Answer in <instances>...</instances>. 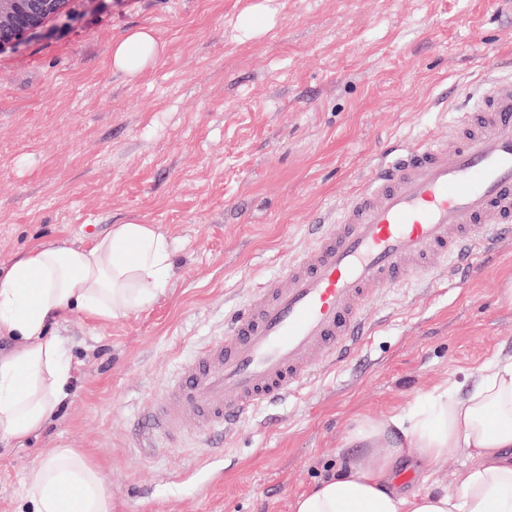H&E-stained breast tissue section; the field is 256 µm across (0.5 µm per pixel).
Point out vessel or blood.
<instances>
[{"mask_svg": "<svg viewBox=\"0 0 512 512\" xmlns=\"http://www.w3.org/2000/svg\"><path fill=\"white\" fill-rule=\"evenodd\" d=\"M488 78L444 141L390 150L307 252L234 308L217 337L148 403L157 438L178 443L187 413L200 434H228L347 358L367 333L365 303L476 245L512 237V77Z\"/></svg>", "mask_w": 512, "mask_h": 512, "instance_id": "obj_1", "label": "vessel or blood"}]
</instances>
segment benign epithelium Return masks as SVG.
I'll use <instances>...</instances> for the list:
<instances>
[{
  "instance_id": "benign-epithelium-1",
  "label": "benign epithelium",
  "mask_w": 512,
  "mask_h": 512,
  "mask_svg": "<svg viewBox=\"0 0 512 512\" xmlns=\"http://www.w3.org/2000/svg\"><path fill=\"white\" fill-rule=\"evenodd\" d=\"M71 0H0V50L68 9Z\"/></svg>"
}]
</instances>
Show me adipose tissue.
Listing matches in <instances>:
<instances>
[{
  "mask_svg": "<svg viewBox=\"0 0 512 512\" xmlns=\"http://www.w3.org/2000/svg\"><path fill=\"white\" fill-rule=\"evenodd\" d=\"M165 51L153 30L134 28L112 43L109 61L132 83ZM172 254L164 234L130 221L86 246L39 244L10 266L0 278V335L17 347L0 359L1 435L39 433L62 401L70 366L47 334L50 320L75 310L113 320L143 309L163 293ZM349 442L364 455L303 493L295 512H512V356L467 392L438 385L409 411L359 420ZM406 448L425 467L460 450L469 465L458 489L397 492L390 476ZM28 496L33 512H112L110 487L68 448L33 468Z\"/></svg>",
  "mask_w": 512,
  "mask_h": 512,
  "instance_id": "ef3b65f1",
  "label": "adipose tissue"
}]
</instances>
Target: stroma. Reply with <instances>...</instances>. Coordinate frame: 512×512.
<instances>
[{"instance_id": "1", "label": "stroma", "mask_w": 512, "mask_h": 512, "mask_svg": "<svg viewBox=\"0 0 512 512\" xmlns=\"http://www.w3.org/2000/svg\"><path fill=\"white\" fill-rule=\"evenodd\" d=\"M64 37L36 29L0 51V270L32 247L83 246L116 224L173 245L152 305L51 324L68 395L27 441L0 437V512H32L27 478L71 448L112 489V512H293L346 470L355 421L409 410L433 386L468 389L512 355V242L468 277L443 266L366 313L354 357L261 407L217 451L142 448L150 398L252 290L281 276L317 213L361 189L381 152L447 138L488 61L512 58V0H72ZM153 29L166 53L136 82L108 50ZM449 451L430 470L403 453L399 491L456 489Z\"/></svg>"}]
</instances>
